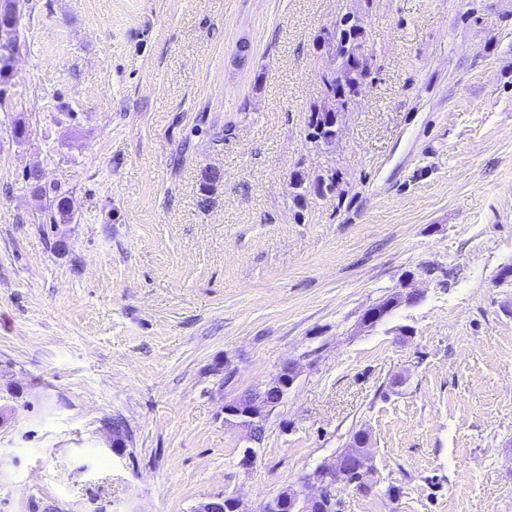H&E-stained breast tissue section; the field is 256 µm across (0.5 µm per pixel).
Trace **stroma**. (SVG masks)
I'll return each instance as SVG.
<instances>
[{"instance_id": "stroma-1", "label": "stroma", "mask_w": 512, "mask_h": 512, "mask_svg": "<svg viewBox=\"0 0 512 512\" xmlns=\"http://www.w3.org/2000/svg\"><path fill=\"white\" fill-rule=\"evenodd\" d=\"M18 8L0 512H261L359 430L373 469L338 487L342 512H512V0ZM349 12L372 80L318 146L314 39ZM33 167L71 223H42ZM206 168L221 179L202 207ZM296 171L340 185L300 209ZM401 291L416 302L362 327ZM289 365L250 445L224 407Z\"/></svg>"}]
</instances>
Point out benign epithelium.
Returning a JSON list of instances; mask_svg holds the SVG:
<instances>
[{
	"instance_id": "7a95c632",
	"label": "benign epithelium",
	"mask_w": 512,
	"mask_h": 512,
	"mask_svg": "<svg viewBox=\"0 0 512 512\" xmlns=\"http://www.w3.org/2000/svg\"><path fill=\"white\" fill-rule=\"evenodd\" d=\"M294 382L293 367L286 370L271 384L252 392L251 395L224 407L225 420H234L250 434L257 433L266 423L269 414L282 402ZM357 450L344 453L330 463H324L305 475L301 488L288 489V506H283L281 496L268 501L262 512H311L317 505L329 512H337L336 486L353 485L366 489L362 476L372 466V457L364 450L366 443L355 442ZM195 512H242L240 502L234 497H216L200 503Z\"/></svg>"
}]
</instances>
